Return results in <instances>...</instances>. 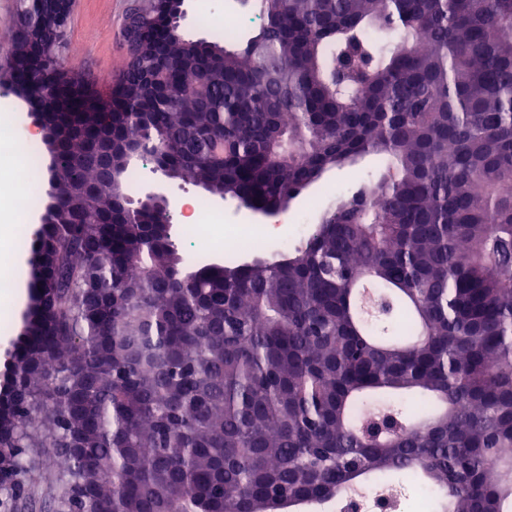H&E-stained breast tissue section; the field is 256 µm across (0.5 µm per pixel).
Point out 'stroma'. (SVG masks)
Returning a JSON list of instances; mask_svg holds the SVG:
<instances>
[{
    "label": "stroma",
    "mask_w": 512,
    "mask_h": 512,
    "mask_svg": "<svg viewBox=\"0 0 512 512\" xmlns=\"http://www.w3.org/2000/svg\"><path fill=\"white\" fill-rule=\"evenodd\" d=\"M130 0H72L66 25V37L60 55L68 68L79 72L85 81L101 88L111 84L129 61L124 36L126 12ZM188 18L184 34L190 39H205L209 26L201 23L204 13H220L227 9L253 13L254 7L242 0H188ZM374 170L373 158L366 157L353 166L325 174L307 192L293 200L287 210L274 216L252 212L232 199H218L201 187L181 180L167 181L168 194L174 201L191 197L200 201L228 223L236 224L258 234L254 246L256 255L269 257L278 250L279 241L300 244L302 225L316 224L325 207L337 197L350 192L357 181ZM31 232L16 224L10 211H0V261L16 259V281L20 287L16 306L0 309V352L12 346L18 336L28 304L30 266L27 253L17 252L16 241H29ZM37 468L33 485L19 507V512H56L52 486L59 466L56 449L38 448L34 451Z\"/></svg>",
    "instance_id": "35a3bbf8"
}]
</instances>
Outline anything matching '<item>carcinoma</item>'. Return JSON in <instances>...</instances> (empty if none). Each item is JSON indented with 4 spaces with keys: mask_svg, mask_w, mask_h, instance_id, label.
<instances>
[{
    "mask_svg": "<svg viewBox=\"0 0 512 512\" xmlns=\"http://www.w3.org/2000/svg\"><path fill=\"white\" fill-rule=\"evenodd\" d=\"M245 41L142 49L83 134L48 145L22 398L4 447L60 448L59 512H320L361 479L436 512H512V0H259ZM213 196L282 208L326 172L382 170L298 247L185 268L160 215L125 213L91 158L93 97ZM415 394L413 413L390 396ZM81 452L76 453L74 449Z\"/></svg>",
    "mask_w": 512,
    "mask_h": 512,
    "instance_id": "cac0c4a2",
    "label": "carcinoma"
}]
</instances>
